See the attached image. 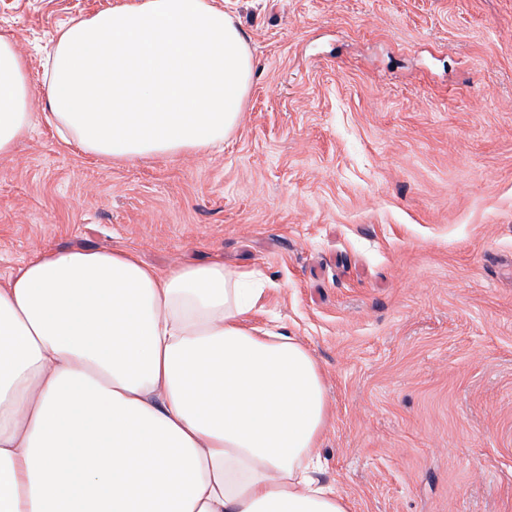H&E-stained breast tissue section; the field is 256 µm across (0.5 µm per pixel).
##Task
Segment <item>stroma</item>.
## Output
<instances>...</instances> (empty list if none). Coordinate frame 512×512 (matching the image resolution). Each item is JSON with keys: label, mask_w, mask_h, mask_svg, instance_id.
I'll return each instance as SVG.
<instances>
[{"label": "stroma", "mask_w": 512, "mask_h": 512, "mask_svg": "<svg viewBox=\"0 0 512 512\" xmlns=\"http://www.w3.org/2000/svg\"><path fill=\"white\" fill-rule=\"evenodd\" d=\"M117 0H0L44 53ZM255 72L220 154L110 162L39 122L0 155V277L43 251L221 256L330 397L352 512H512V0H217Z\"/></svg>", "instance_id": "stroma-1"}]
</instances>
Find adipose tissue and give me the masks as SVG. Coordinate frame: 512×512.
I'll return each mask as SVG.
<instances>
[{"instance_id": "obj_1", "label": "adipose tissue", "mask_w": 512, "mask_h": 512, "mask_svg": "<svg viewBox=\"0 0 512 512\" xmlns=\"http://www.w3.org/2000/svg\"><path fill=\"white\" fill-rule=\"evenodd\" d=\"M253 77L215 0H122L44 65L62 140L115 162L223 150ZM0 36V155L35 122ZM263 290L222 259L56 250L0 282V512H351L317 474L329 395L310 349L254 326Z\"/></svg>"}]
</instances>
